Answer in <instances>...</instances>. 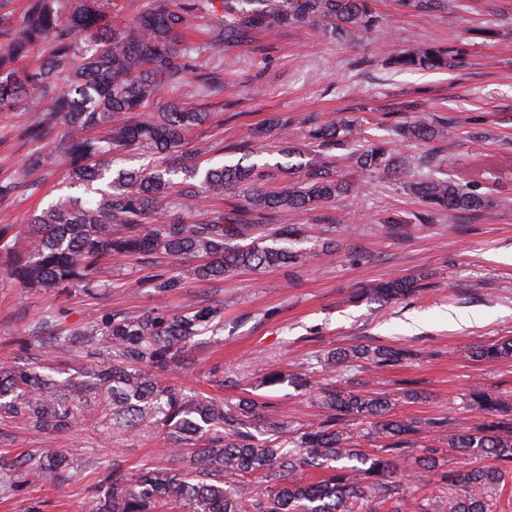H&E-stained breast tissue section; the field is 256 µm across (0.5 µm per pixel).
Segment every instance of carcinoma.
I'll return each instance as SVG.
<instances>
[{"mask_svg":"<svg viewBox=\"0 0 512 512\" xmlns=\"http://www.w3.org/2000/svg\"><path fill=\"white\" fill-rule=\"evenodd\" d=\"M242 2L221 0L215 53H222L226 41L248 42L254 30L270 22L339 37L378 24L369 0H251V9ZM122 9L119 0H29L8 47L0 50V108L21 105L31 114L23 133L36 144L28 152V168L43 166L42 142L61 122L67 133L53 142V150L66 163L70 184L99 195L93 204L68 195L34 215L30 232L37 245L31 249H19L12 225H0L6 275L26 288L50 291L64 284L92 286L105 255L200 258L193 273L201 281L288 264L293 255L287 249L255 236L260 221L268 213L331 202L353 187L334 178L325 157L304 164L301 183L288 182L277 191L260 186L277 179L275 172L244 163L252 154L248 149L235 163L203 165V150L190 146L188 137L210 114L165 102L162 95L183 84L192 70L180 41L185 14L213 15L215 0H147L136 19L118 25L114 18ZM46 38L52 49L45 61L34 70L22 68L30 48ZM462 55L452 45H419L392 56L391 63L407 70H446ZM197 77L204 96H223L219 71L200 68ZM446 125L416 116L396 133L405 140L439 139ZM338 130L336 123L324 122L308 126L303 136L322 147L336 141ZM128 149L142 151L149 163L115 167L114 154ZM353 164L406 179L431 215L486 205L484 195L464 190L442 172L448 166L443 159L395 155L385 144L370 142L354 154ZM38 190V183L25 178L0 181V199ZM226 190L246 193L245 204L190 224L170 219V210L222 197ZM424 288L412 277L397 276L368 284L358 297L387 305ZM222 330L220 310L212 306L172 316L155 309L137 316L112 312L86 332L90 350L75 379L57 381L34 367L1 365L0 417L26 419L54 438L91 417L105 430L144 424L167 450L190 449L185 470L149 469L130 476L112 464L101 473L88 512H376L385 504L388 512H408L398 469L422 424L394 413L389 397L317 388L330 414L288 449L283 423H266V444L254 442L252 430L260 421L255 400L205 402L162 382L164 372L184 365L194 337ZM34 332L49 343L60 340L52 314L43 316ZM471 355L512 357V337L476 345ZM410 356L403 348L360 344L327 354L323 367L334 372L354 360L386 366ZM470 397L491 421L448 434V447L462 455L458 468L443 476L448 512H495L489 489L500 485L512 467V403L481 388L472 389ZM351 419L369 421L370 434L382 445L359 448L346 428ZM472 454L489 464L470 466ZM68 466L66 455L37 449L1 461L0 473L13 471L28 486L66 477ZM312 468L329 474L308 481L305 473Z\"/></svg>","mask_w":512,"mask_h":512,"instance_id":"carcinoma-1","label":"carcinoma"}]
</instances>
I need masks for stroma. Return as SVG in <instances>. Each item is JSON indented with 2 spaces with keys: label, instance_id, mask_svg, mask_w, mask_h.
Segmentation results:
<instances>
[{
  "label": "stroma",
  "instance_id": "stroma-1",
  "mask_svg": "<svg viewBox=\"0 0 512 512\" xmlns=\"http://www.w3.org/2000/svg\"><path fill=\"white\" fill-rule=\"evenodd\" d=\"M446 11L402 8L398 0H372L382 25L338 40L309 27L270 23L250 41L224 46V95H198L195 83L168 90L167 98L209 112L193 130V143L223 144L211 152L212 164L237 162L234 147L250 141L252 162L288 167L298 156L285 146L301 141V123L333 121L346 125L342 144L333 148L336 176L352 192L310 210L271 214L268 224H298L303 236L291 243L299 257L264 272L246 271L221 281L193 279L187 260L104 258L93 287L32 292L0 272V362L52 365L76 373L86 352L83 330L103 314H129L162 308L168 315L188 306L221 308L224 330L196 337L188 366L166 372L165 383L204 397L259 402L263 418L283 422L296 433L318 426L327 415L315 391L295 386L294 376L322 383L399 395L422 392L415 402L401 400L397 413L422 421L417 445L401 461L399 473L424 512H448L438 471L454 469L460 455L445 437L452 430L482 424L486 416L468 402L474 384L512 394V359L477 360V344L512 337V0H448ZM415 45H456L464 54L456 67L442 71H399L394 53ZM444 118L448 133L439 140L400 142L392 130L414 115ZM286 119L284 134L249 140L252 127L271 117ZM28 124L23 108L0 110V176L22 175L29 150L21 133ZM388 140L404 155L450 157L454 178L474 162L504 169L503 178L478 182L487 205L478 211H450L422 224L420 198L392 177L364 172L351 164L352 152L367 141ZM34 177L42 184L32 195L0 200V224L26 231L29 219L48 201L65 194L61 162L47 158ZM398 224L386 228V218ZM335 241L332 256L323 246ZM424 275L426 290L391 306L352 302V295L375 280ZM180 276L179 287L160 291L156 276ZM57 314L58 328L70 335L64 346L20 349L17 341L35 323ZM356 344L392 345L416 350L408 364L384 368L359 361L352 370L323 373L327 352ZM283 381L266 385L267 373ZM44 433L21 419L0 420V460L46 447ZM71 461L72 477L63 483L0 495V512H85L102 470L120 462L125 472L143 468H181L184 458L158 452L149 428L106 432L85 422L52 442ZM437 449L438 471L417 463L424 449Z\"/></svg>",
  "mask_w": 512,
  "mask_h": 512
}]
</instances>
